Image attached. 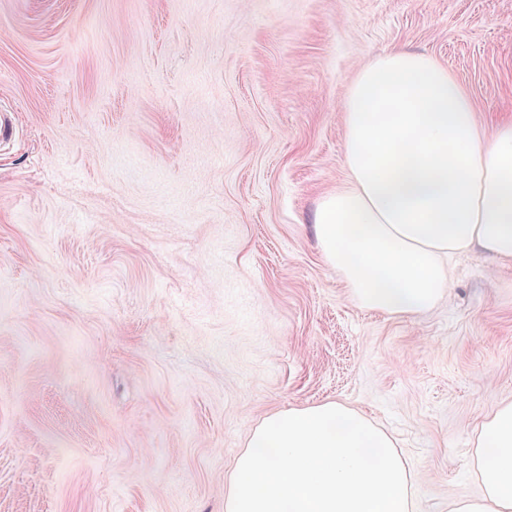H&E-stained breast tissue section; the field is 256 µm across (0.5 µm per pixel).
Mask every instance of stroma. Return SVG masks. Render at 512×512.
<instances>
[{"label":"stroma","instance_id":"1","mask_svg":"<svg viewBox=\"0 0 512 512\" xmlns=\"http://www.w3.org/2000/svg\"><path fill=\"white\" fill-rule=\"evenodd\" d=\"M395 48L512 122V0H0V512H224L248 432L325 401L421 469L415 512L478 494L512 265L384 315L315 239Z\"/></svg>","mask_w":512,"mask_h":512}]
</instances>
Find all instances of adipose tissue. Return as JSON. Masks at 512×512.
Segmentation results:
<instances>
[{
	"instance_id": "1",
	"label": "adipose tissue",
	"mask_w": 512,
	"mask_h": 512,
	"mask_svg": "<svg viewBox=\"0 0 512 512\" xmlns=\"http://www.w3.org/2000/svg\"><path fill=\"white\" fill-rule=\"evenodd\" d=\"M346 185L314 213L321 254L363 309L417 315L449 286V257L512 263V122L486 134L469 96L431 57L393 49L360 70L345 102ZM482 494L448 512H512V403L479 426ZM417 474L362 412L290 407L253 427L224 512H413Z\"/></svg>"
}]
</instances>
